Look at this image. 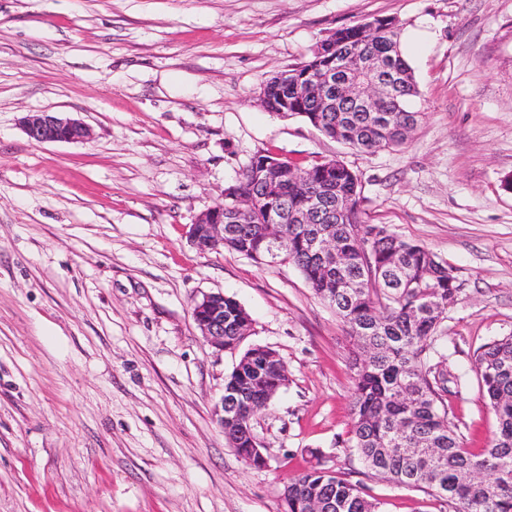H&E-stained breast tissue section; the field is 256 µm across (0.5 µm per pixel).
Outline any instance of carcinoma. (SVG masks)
I'll return each instance as SVG.
<instances>
[{"label":"carcinoma","instance_id":"cac0c4a2","mask_svg":"<svg viewBox=\"0 0 512 512\" xmlns=\"http://www.w3.org/2000/svg\"><path fill=\"white\" fill-rule=\"evenodd\" d=\"M374 33L365 25L336 30L309 59L289 69L288 78L265 85L270 111L304 119L325 136L362 152L405 144L423 113L410 107L418 95L413 71L400 50V26L383 18ZM377 55L400 75L387 92L383 111L345 116L336 100L329 112L307 93L322 78L339 82L357 72V59ZM275 161L276 165L269 164ZM302 184L328 186L350 202L344 213L325 215L319 224H293L290 212L304 202ZM252 201L244 217L235 198ZM360 176L340 160L302 167L270 153L257 154L224 188V246L256 262L295 265L315 294L336 312L350 338L354 372L352 426L344 447L364 467L398 487L422 490L443 500L452 512H512V334L476 351L482 395L495 413L497 431L475 453L466 448L448 412V355L443 323L458 292L454 268L428 248L410 242L385 224L362 217ZM288 236L276 256L264 241L270 225ZM336 247V269L327 271L318 246ZM252 320L232 296H224V348L235 351ZM286 381L276 352L247 349L224 381V437L246 463H258L260 443L253 431V404L271 402ZM316 463L291 479L282 492L286 512H383L382 502L363 485L338 476L318 451Z\"/></svg>","mask_w":512,"mask_h":512}]
</instances>
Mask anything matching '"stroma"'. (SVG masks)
Wrapping results in <instances>:
<instances>
[{"mask_svg":"<svg viewBox=\"0 0 512 512\" xmlns=\"http://www.w3.org/2000/svg\"><path fill=\"white\" fill-rule=\"evenodd\" d=\"M381 17L425 33L406 144L364 153L262 106L317 42ZM44 110L92 138L32 142L20 119ZM268 151L343 161L369 223L454 267L448 407L466 448L493 438L473 361L512 333V0H0V512H281L313 449L383 512H448L343 447L349 338L300 271L189 241ZM211 292L286 368L254 420L261 468L212 414L240 354L193 320Z\"/></svg>","mask_w":512,"mask_h":512,"instance_id":"stroma-1","label":"stroma"}]
</instances>
